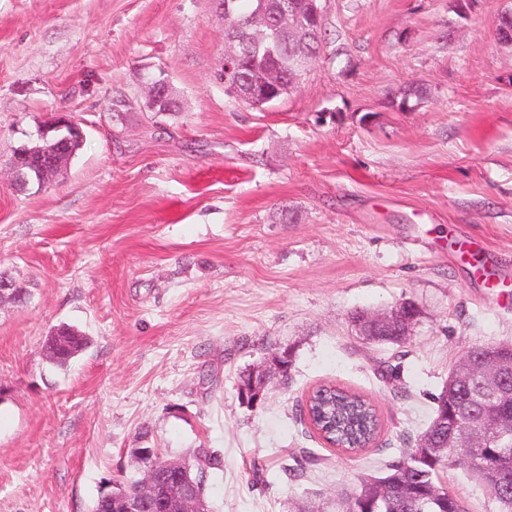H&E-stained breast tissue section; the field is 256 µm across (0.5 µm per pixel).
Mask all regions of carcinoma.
Masks as SVG:
<instances>
[{
	"label": "carcinoma",
	"mask_w": 512,
	"mask_h": 512,
	"mask_svg": "<svg viewBox=\"0 0 512 512\" xmlns=\"http://www.w3.org/2000/svg\"><path fill=\"white\" fill-rule=\"evenodd\" d=\"M263 2L265 18L248 32L251 51L241 63V77L260 83L273 75L279 93L286 95L295 84L305 53L318 56L323 40L322 24L315 25L318 37L301 42L300 31L281 22L283 11L295 6L305 23H310L311 0H236L237 10L247 13ZM67 346L59 350L52 364L65 367L72 351L87 345V338L75 329L65 335ZM436 415L453 419L466 412L468 423L485 435L495 437L497 419L512 412V403L491 397L483 380L474 376L443 391L437 398ZM307 416L312 426L329 442L346 452L365 449L376 439L380 420L373 405L362 396L332 386H321L309 396ZM429 448H415L402 462L389 467L381 478L383 488L368 478L360 488L344 496V512H466L461 501L439 482L440 473L456 465L480 462L474 469L481 487L497 505L496 512H512V446L492 443L476 448L456 447L453 425L435 431ZM201 476L224 471V454L215 448H195L187 460Z\"/></svg>",
	"instance_id": "cac0c4a2"
}]
</instances>
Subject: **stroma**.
Wrapping results in <instances>:
<instances>
[{
    "mask_svg": "<svg viewBox=\"0 0 512 512\" xmlns=\"http://www.w3.org/2000/svg\"><path fill=\"white\" fill-rule=\"evenodd\" d=\"M455 5L326 0L319 59L255 107L216 78V0H0V274L30 292L0 302V512H91L130 449L199 447L224 454L211 512H336L417 446L465 350L512 345V0ZM153 78L175 111H149ZM60 113L81 146L15 191V150ZM406 302L404 342L356 332ZM62 324L88 345L59 368L42 345ZM286 349L288 379L243 405L240 375ZM323 384L375 405L372 447L303 419ZM444 481L495 512L465 468Z\"/></svg>",
    "mask_w": 512,
    "mask_h": 512,
    "instance_id": "1",
    "label": "stroma"
}]
</instances>
